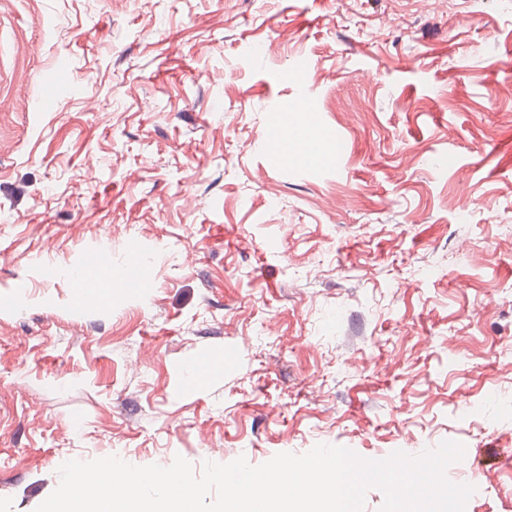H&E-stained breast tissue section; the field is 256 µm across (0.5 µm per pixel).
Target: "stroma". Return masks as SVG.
<instances>
[{
	"label": "stroma",
	"mask_w": 512,
	"mask_h": 512,
	"mask_svg": "<svg viewBox=\"0 0 512 512\" xmlns=\"http://www.w3.org/2000/svg\"><path fill=\"white\" fill-rule=\"evenodd\" d=\"M510 143L512 0H0V512L71 459L445 440L512 512ZM297 129L303 132L295 136L287 134L282 137L278 153L287 155L291 153L301 160L310 161L320 158L331 160L333 158V148L323 144V138L319 131L310 127ZM105 273L112 274V265L108 259H105L101 254L90 256L79 275L82 290L84 292H99L105 282L112 281V276H110L105 278L102 283V276ZM101 290L103 292L102 299L105 289L102 288Z\"/></svg>",
	"instance_id": "stroma-1"
}]
</instances>
